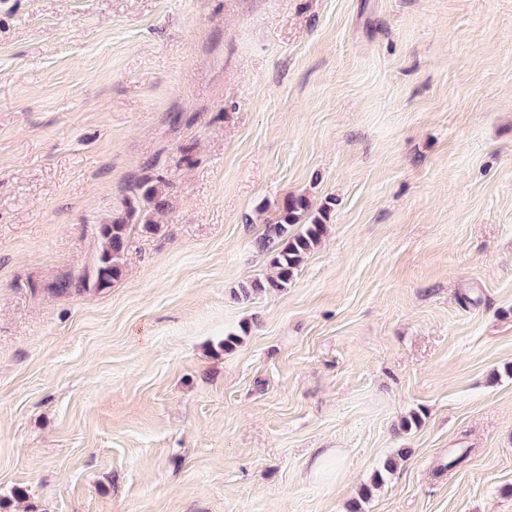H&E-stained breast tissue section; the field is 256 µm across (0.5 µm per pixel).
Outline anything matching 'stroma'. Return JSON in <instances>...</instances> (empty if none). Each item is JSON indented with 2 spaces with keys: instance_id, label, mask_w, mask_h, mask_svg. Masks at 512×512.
<instances>
[{
  "instance_id": "stroma-1",
  "label": "stroma",
  "mask_w": 512,
  "mask_h": 512,
  "mask_svg": "<svg viewBox=\"0 0 512 512\" xmlns=\"http://www.w3.org/2000/svg\"><path fill=\"white\" fill-rule=\"evenodd\" d=\"M400 448L365 512H512V0H0V512H348ZM136 188L132 197L124 199L122 207L112 212V218L98 224L101 247L92 266L77 276L65 278L59 284L61 291H80L90 283L97 288H106L123 276V257L130 228L138 224L147 231L152 230L154 224L148 218V209L159 210L165 205L161 192L147 180L138 183ZM311 202L302 196L289 197L283 203L279 216L272 224H266L259 239L262 250L270 255V267L274 275L265 281L241 285L242 298L267 288L284 289L299 270L304 259L321 243L327 229L328 207L312 214ZM408 450L406 448H400L397 450L396 454L392 457L388 458L383 464L380 470L376 471L374 474L371 483L369 485H365L359 493V500H354L352 505L350 506L349 512H364L362 503L368 502L373 496L374 490L381 487L384 482L385 474H391L397 469V461L399 459L406 458L408 455Z\"/></svg>"
}]
</instances>
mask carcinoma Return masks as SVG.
<instances>
[{"label":"carcinoma","mask_w":512,"mask_h":512,"mask_svg":"<svg viewBox=\"0 0 512 512\" xmlns=\"http://www.w3.org/2000/svg\"><path fill=\"white\" fill-rule=\"evenodd\" d=\"M165 205L158 188L147 181L138 183L137 190L124 199L122 207L112 212V218L98 225L101 241L93 264L77 276L65 278L59 289L80 290L91 285L106 288L124 274V251L131 227L140 225L150 231L154 224L148 218L149 211L159 210ZM311 202L302 196L290 197L283 203L277 220L265 225L259 239L262 250L270 255V267L274 275L264 281H254L240 286V295L247 299L257 291L267 288L284 289L299 270L304 259L321 243L327 229L328 207L311 213ZM408 450L400 448L376 471L371 483L364 486L359 499L352 502L349 512H364L362 504L368 502L374 490L381 487L385 475L397 469V461L405 458Z\"/></svg>","instance_id":"carcinoma-1"}]
</instances>
